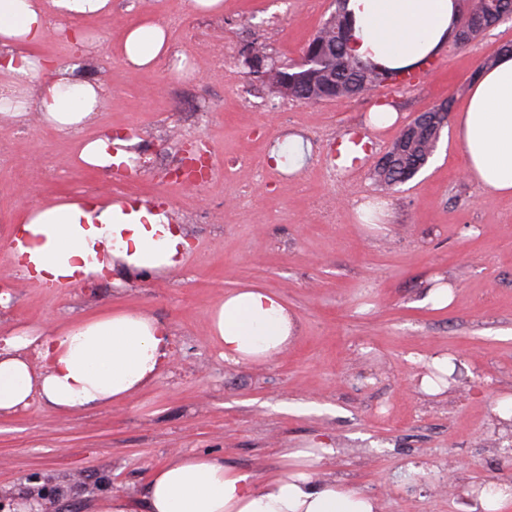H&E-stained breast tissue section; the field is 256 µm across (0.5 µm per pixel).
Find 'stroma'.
<instances>
[{"instance_id": "35a3bbf8", "label": "stroma", "mask_w": 512, "mask_h": 512, "mask_svg": "<svg viewBox=\"0 0 512 512\" xmlns=\"http://www.w3.org/2000/svg\"><path fill=\"white\" fill-rule=\"evenodd\" d=\"M332 9V0H224L211 14L189 0H112L108 17L86 22L93 45L81 58L63 38L42 45L103 94L94 124L72 136L33 109L20 121L0 115V273L12 313L0 333L121 307L167 322L173 338L169 367L123 402L70 415L37 402L0 418L6 502L47 486L55 495L40 501L44 512H94L113 493L147 512V480L173 451L210 454L261 481L283 469L286 451L319 439L333 452L314 464L316 478L379 497L382 512H469L474 489L512 486V417L499 413L512 398V199L465 177L450 126L427 166L392 190L369 168L349 176L332 165L348 132L369 138L374 161L397 138L400 125L370 119L379 99L409 119L448 99L461 106L477 67L512 43V20L466 47L446 43L415 79L354 99L299 103L250 75L245 46L298 62ZM144 17L167 27L192 78L160 65L136 74L113 52ZM108 132L141 152L129 178L74 161L80 141ZM295 136L311 145L305 168L270 164L272 144ZM199 143L211 153L208 181H170ZM116 193L164 204L194 247L180 269L64 294L13 270L5 242L25 209ZM439 281L453 300L434 310L423 298ZM246 286L282 298L299 334L273 360L231 365L210 337V311ZM441 355L454 377L425 391Z\"/></svg>"}]
</instances>
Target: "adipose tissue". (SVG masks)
Wrapping results in <instances>:
<instances>
[{"mask_svg": "<svg viewBox=\"0 0 512 512\" xmlns=\"http://www.w3.org/2000/svg\"><path fill=\"white\" fill-rule=\"evenodd\" d=\"M355 19L353 51L394 69L418 65L447 40L459 0H348ZM112 0H0V75L12 95L0 112L19 117L36 108L46 127L62 133L91 125L99 85L60 75L38 48L58 21L110 14ZM135 72L170 55L167 31L150 19L131 26L117 48ZM469 180L487 193L512 198V54L479 68L454 122ZM129 140L108 135L81 144L77 159L112 171L127 164ZM12 266L51 288H79L119 274L135 280L178 270L191 250L180 228L158 207L82 196L27 211L7 242ZM296 332L276 294L257 287L228 293L213 307L210 335L225 361L266 362ZM172 330L149 313L116 308L54 329L32 324L0 344V414L38 401L61 413L126 400L152 385L168 363ZM290 454L295 466L259 482L208 454L175 453L147 485L149 512H382L377 497L315 480L312 466L331 453Z\"/></svg>", "mask_w": 512, "mask_h": 512, "instance_id": "obj_1", "label": "adipose tissue"}]
</instances>
